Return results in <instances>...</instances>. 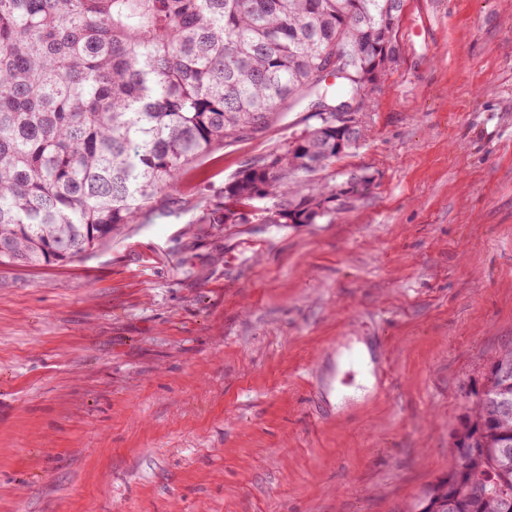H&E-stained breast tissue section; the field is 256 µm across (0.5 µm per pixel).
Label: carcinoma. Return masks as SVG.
Returning <instances> with one entry per match:
<instances>
[{"instance_id":"1","label":"carcinoma","mask_w":512,"mask_h":512,"mask_svg":"<svg viewBox=\"0 0 512 512\" xmlns=\"http://www.w3.org/2000/svg\"><path fill=\"white\" fill-rule=\"evenodd\" d=\"M403 0H0V263L64 264L165 202L184 173L225 143L258 137L293 107L333 111L390 59ZM348 76L327 84L336 48ZM294 139L224 181L222 223L255 208L267 224H314L336 187L305 188L338 157L316 112ZM492 359L482 391L499 387ZM484 452L466 464L453 512H494L512 496V418L481 397L451 434ZM429 485L403 512H432Z\"/></svg>"}]
</instances>
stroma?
I'll return each instance as SVG.
<instances>
[{"label":"stroma","instance_id":"1","mask_svg":"<svg viewBox=\"0 0 512 512\" xmlns=\"http://www.w3.org/2000/svg\"><path fill=\"white\" fill-rule=\"evenodd\" d=\"M313 224H203L312 118L201 160L170 216L0 265V512H401L512 348V0H404ZM388 391L336 406L340 347Z\"/></svg>","mask_w":512,"mask_h":512}]
</instances>
